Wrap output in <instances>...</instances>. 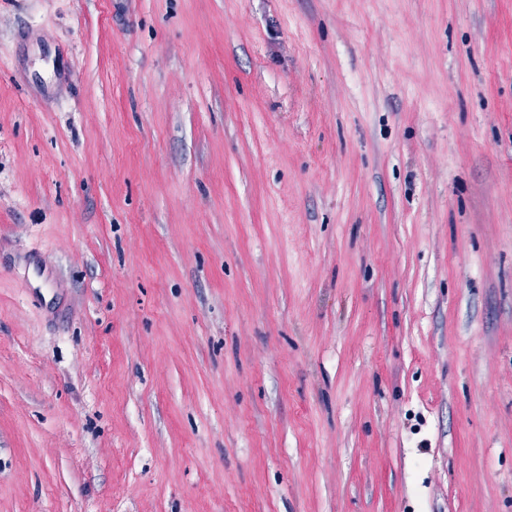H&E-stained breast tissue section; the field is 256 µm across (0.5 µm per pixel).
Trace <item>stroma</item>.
I'll return each mask as SVG.
<instances>
[{
  "label": "stroma",
  "instance_id": "1",
  "mask_svg": "<svg viewBox=\"0 0 512 512\" xmlns=\"http://www.w3.org/2000/svg\"><path fill=\"white\" fill-rule=\"evenodd\" d=\"M0 512H512V0H0Z\"/></svg>",
  "mask_w": 512,
  "mask_h": 512
}]
</instances>
